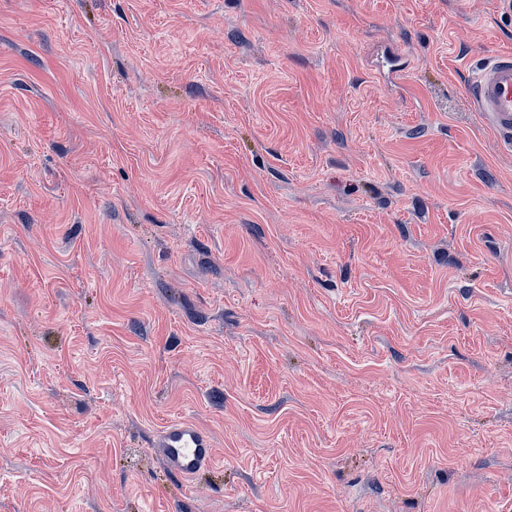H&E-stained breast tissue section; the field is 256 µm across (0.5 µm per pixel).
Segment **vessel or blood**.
Segmentation results:
<instances>
[{
	"instance_id": "1",
	"label": "vessel or blood",
	"mask_w": 512,
	"mask_h": 512,
	"mask_svg": "<svg viewBox=\"0 0 512 512\" xmlns=\"http://www.w3.org/2000/svg\"><path fill=\"white\" fill-rule=\"evenodd\" d=\"M470 104L493 127L502 148L512 151V54H499L483 62L468 91ZM166 470L192 479L215 463L209 434L193 421H169L154 436Z\"/></svg>"
}]
</instances>
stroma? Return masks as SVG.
<instances>
[{
	"label": "stroma",
	"mask_w": 512,
	"mask_h": 512,
	"mask_svg": "<svg viewBox=\"0 0 512 512\" xmlns=\"http://www.w3.org/2000/svg\"><path fill=\"white\" fill-rule=\"evenodd\" d=\"M494 53L500 0H0V512H512ZM166 470L180 479H192L215 463V449L209 434L190 419L169 421L155 435Z\"/></svg>",
	"instance_id": "35a3bbf8"
}]
</instances>
